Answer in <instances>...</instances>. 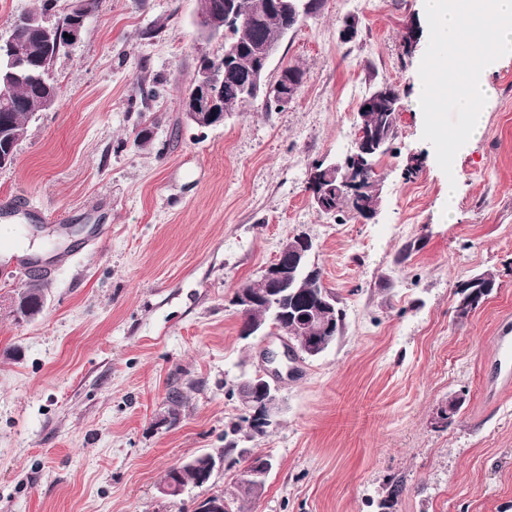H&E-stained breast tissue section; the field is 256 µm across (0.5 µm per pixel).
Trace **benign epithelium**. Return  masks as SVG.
Instances as JSON below:
<instances>
[{
  "label": "benign epithelium",
  "mask_w": 512,
  "mask_h": 512,
  "mask_svg": "<svg viewBox=\"0 0 512 512\" xmlns=\"http://www.w3.org/2000/svg\"><path fill=\"white\" fill-rule=\"evenodd\" d=\"M94 0H71L63 21L50 24L41 19H33L32 25L41 34L45 49L44 61L53 62L61 47L75 42L82 34L88 14L92 11ZM267 9L281 10L291 16L294 23L308 15L311 9L310 0H271ZM199 22L206 24L211 36L224 37V28L235 27L240 22L239 13L218 2L209 16H202ZM359 20L354 16L346 17L339 29V39L344 43L354 40L358 34ZM278 44L267 43L260 54L261 67L253 77V85L249 86L252 94L261 90L264 98L274 101L281 109L286 108L295 98L302 82L298 81L294 72L279 75L271 82L266 74V64L275 56ZM234 53L224 50L220 60L210 59L192 75L189 90L182 97V108L188 120L200 128H210L224 124L225 114L221 89V74L224 65L232 61ZM355 149L344 158L327 163L318 171L317 186L310 188L309 193L314 197L324 212H333L335 208L329 205V198L340 197L353 205L355 213H363V218L370 219L377 213L381 194L378 184L367 185L356 173L370 165L375 157H381L388 152L389 143L386 139H373L366 133L364 126L359 125L355 132ZM295 245L283 246L281 252L264 269V279L268 288L263 294H258L243 286L237 288L232 297V303L238 307L241 314L240 336L248 339L260 334L257 326L249 319L250 309L258 302L273 303L278 298L281 289L294 283L297 271L300 269L306 251L313 248L312 240L302 234L294 236ZM308 325L276 322L270 325L266 335L277 337L283 351L279 352L265 348L261 352L263 372L245 381L240 389V397L246 405L249 417L257 425L263 427L269 424L279 403L277 396L279 366L288 363L296 364L303 360H312L325 353L335 342L332 336L336 327L335 305L329 301L313 310L306 317ZM198 466L203 468L207 476L224 466V456L221 454L204 453L199 455Z\"/></svg>",
  "instance_id": "benign-epithelium-1"
}]
</instances>
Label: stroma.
Wrapping results in <instances>:
<instances>
[{"label": "stroma", "instance_id": "stroma-1", "mask_svg": "<svg viewBox=\"0 0 512 512\" xmlns=\"http://www.w3.org/2000/svg\"><path fill=\"white\" fill-rule=\"evenodd\" d=\"M199 13L200 0H95L51 68L58 103L0 169V301L48 281L36 320L0 312V512H181L214 494L231 512H379L394 481L392 512H512V387L493 364L512 328V54L489 75L481 136L455 158L448 223L416 105L428 41L403 47L421 0H324L268 69L303 71L291 104L258 98L213 128L181 106L200 58L222 55ZM348 16L359 32L344 43ZM384 82L402 109L377 215L319 211L311 167L353 150L358 105ZM33 224L45 236L17 245ZM300 233L345 328L278 383L277 423L250 442L274 463L262 496L242 501L233 468L162 498L166 472L221 451L244 416L238 388L268 340L240 338L231 298ZM486 273L493 292L458 317V282Z\"/></svg>", "mask_w": 512, "mask_h": 512}]
</instances>
